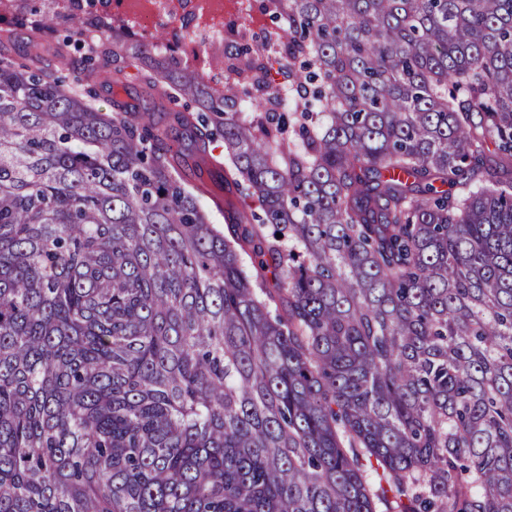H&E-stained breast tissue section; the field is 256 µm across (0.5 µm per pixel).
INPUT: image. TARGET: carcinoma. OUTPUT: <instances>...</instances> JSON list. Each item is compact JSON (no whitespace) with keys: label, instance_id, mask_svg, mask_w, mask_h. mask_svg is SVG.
I'll return each instance as SVG.
<instances>
[{"label":"carcinoma","instance_id":"1","mask_svg":"<svg viewBox=\"0 0 512 512\" xmlns=\"http://www.w3.org/2000/svg\"><path fill=\"white\" fill-rule=\"evenodd\" d=\"M13 2L0 512H512V0H256L220 92ZM44 20L201 114L99 109L10 53ZM176 126L264 217L212 223Z\"/></svg>","mask_w":512,"mask_h":512}]
</instances>
